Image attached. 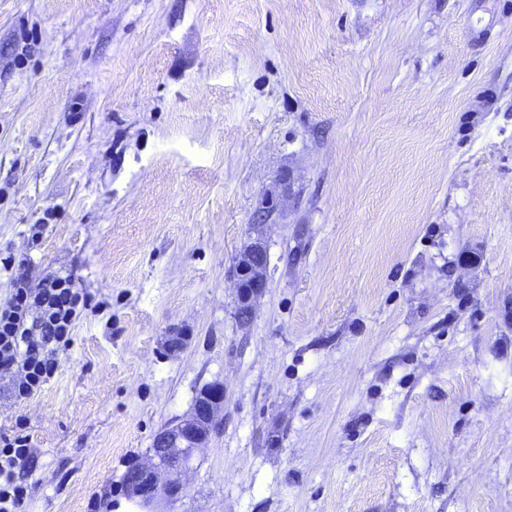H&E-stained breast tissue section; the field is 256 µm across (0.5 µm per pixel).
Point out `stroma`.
<instances>
[{
	"mask_svg": "<svg viewBox=\"0 0 512 512\" xmlns=\"http://www.w3.org/2000/svg\"><path fill=\"white\" fill-rule=\"evenodd\" d=\"M21 266L87 302L0 376L25 512H143L214 382L163 512H512V0H0V305ZM268 251L261 234L249 238L238 250L235 265L236 309L252 319L256 303L267 288ZM223 384H209L197 395L192 413L158 431L153 438L151 461L137 463L128 470L124 488L128 498L148 512L160 496L176 501L186 490L182 474L195 452L216 435L219 413L224 410Z\"/></svg>",
	"mask_w": 512,
	"mask_h": 512,
	"instance_id": "1",
	"label": "stroma"
}]
</instances>
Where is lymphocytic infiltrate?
<instances>
[{
    "instance_id": "f902f5d3",
    "label": "lymphocytic infiltrate",
    "mask_w": 512,
    "mask_h": 512,
    "mask_svg": "<svg viewBox=\"0 0 512 512\" xmlns=\"http://www.w3.org/2000/svg\"><path fill=\"white\" fill-rule=\"evenodd\" d=\"M84 305L70 278L52 276L33 288L26 275L15 276L11 296L0 306V375H15L17 398L34 396L54 376ZM29 459L25 437L0 438V512H22L30 490L19 473Z\"/></svg>"
}]
</instances>
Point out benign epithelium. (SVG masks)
Here are the masks:
<instances>
[{"mask_svg": "<svg viewBox=\"0 0 512 512\" xmlns=\"http://www.w3.org/2000/svg\"><path fill=\"white\" fill-rule=\"evenodd\" d=\"M268 251L262 235L245 241L235 265L236 309L253 317L256 303L267 288ZM224 385L209 384L197 395L192 413L158 431L153 438L151 461L128 470L124 488L128 498L148 512L159 497L175 501L185 491L182 474L195 452L217 433L219 413L224 410Z\"/></svg>", "mask_w": 512, "mask_h": 512, "instance_id": "obj_1", "label": "benign epithelium"}]
</instances>
